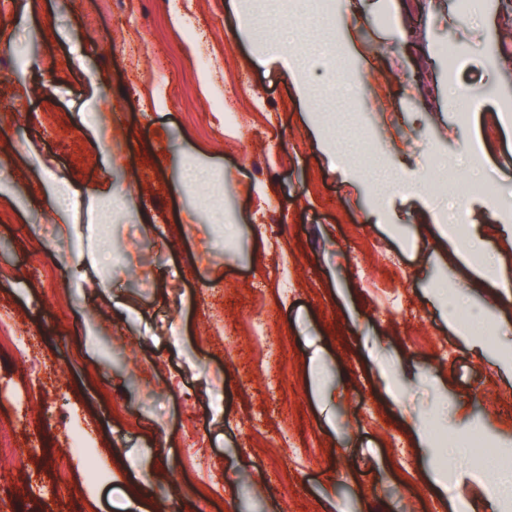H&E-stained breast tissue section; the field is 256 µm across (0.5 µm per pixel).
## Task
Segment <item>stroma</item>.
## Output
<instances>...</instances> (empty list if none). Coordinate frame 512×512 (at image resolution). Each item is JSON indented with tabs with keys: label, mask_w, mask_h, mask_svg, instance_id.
Wrapping results in <instances>:
<instances>
[{
	"label": "stroma",
	"mask_w": 512,
	"mask_h": 512,
	"mask_svg": "<svg viewBox=\"0 0 512 512\" xmlns=\"http://www.w3.org/2000/svg\"><path fill=\"white\" fill-rule=\"evenodd\" d=\"M233 2L0 8V306L46 362L49 391L33 393L20 356L0 357V428L16 443L0 462L13 488L0 512H195L188 411L223 467L213 512H482L488 463L457 462L459 484L437 489L425 478L437 452L415 430L470 428L512 458V362L494 327L482 355L452 332L473 308L512 324V301L493 303L479 266L512 280L499 249L512 236V0H252L265 23L245 33ZM228 95L244 116L236 137ZM463 95L480 100L466 119ZM202 167L205 180L184 181ZM477 176L495 192L434 189ZM62 185L73 201L57 211ZM452 209L482 238L458 311L433 297L452 285L457 237L427 223ZM355 230L390 257L402 307L369 290L383 274L351 256ZM258 297L285 340L273 415L270 357L242 325ZM215 310L230 338L207 346ZM74 424L103 472L88 480L73 458L57 491L51 466ZM283 428L307 448L279 447Z\"/></svg>",
	"instance_id": "35a3bbf8"
}]
</instances>
